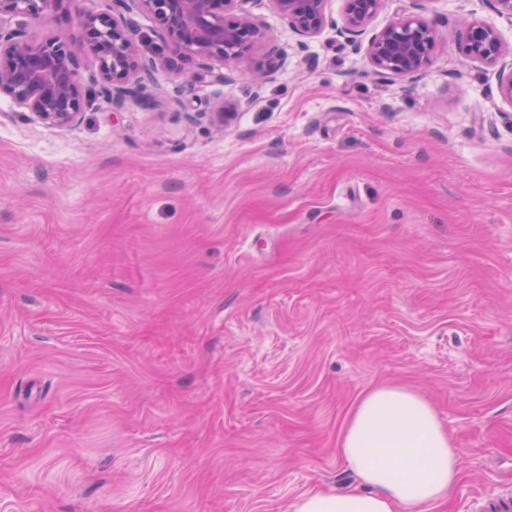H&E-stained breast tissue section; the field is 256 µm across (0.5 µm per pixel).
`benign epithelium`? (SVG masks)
Returning <instances> with one entry per match:
<instances>
[{
	"label": "benign epithelium",
	"mask_w": 512,
	"mask_h": 512,
	"mask_svg": "<svg viewBox=\"0 0 512 512\" xmlns=\"http://www.w3.org/2000/svg\"><path fill=\"white\" fill-rule=\"evenodd\" d=\"M60 0H0V14L23 11L38 19ZM244 0H112L110 14H83L77 19L79 43L59 36L32 41L22 27H0V96L31 112L41 123L69 128L84 112L87 91L79 75L78 49H88L99 67L102 92L116 105L136 97L143 89L140 70L166 65L172 57L201 60L193 80L225 82L229 76L208 65L211 59L234 62L264 38L261 24L241 4ZM299 37L306 40L334 26L327 14V0H272ZM383 0H344V25L339 34L354 49L380 12ZM149 14L158 22L164 46L160 62L143 64L133 37L134 13ZM438 36L421 14L406 12L368 39L366 55L373 68L389 77H413L431 64ZM463 54L471 61L498 67V92L512 104V56L496 28L482 22L467 23L460 35ZM242 101H226L213 113L227 124L244 108Z\"/></svg>",
	"instance_id": "benign-epithelium-1"
}]
</instances>
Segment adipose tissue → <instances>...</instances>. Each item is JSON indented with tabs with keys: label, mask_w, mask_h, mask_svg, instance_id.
Masks as SVG:
<instances>
[{
	"label": "adipose tissue",
	"mask_w": 512,
	"mask_h": 512,
	"mask_svg": "<svg viewBox=\"0 0 512 512\" xmlns=\"http://www.w3.org/2000/svg\"><path fill=\"white\" fill-rule=\"evenodd\" d=\"M337 451L366 492L310 491L292 512H430L460 480L462 454L432 405L418 393L382 385L350 412Z\"/></svg>",
	"instance_id": "1"
}]
</instances>
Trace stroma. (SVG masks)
Segmentation results:
<instances>
[{
    "instance_id": "35a3bbf8",
    "label": "stroma",
    "mask_w": 512,
    "mask_h": 512,
    "mask_svg": "<svg viewBox=\"0 0 512 512\" xmlns=\"http://www.w3.org/2000/svg\"><path fill=\"white\" fill-rule=\"evenodd\" d=\"M264 39L147 103L89 92L74 127L0 97V512H289L355 485L337 452L369 388L408 387L462 451L433 512L512 489V104L468 60L493 0H385L423 14L421 74L386 78L334 21ZM112 0H60L29 36L75 37ZM260 68L254 87L242 71ZM250 100L226 126L211 112Z\"/></svg>"
}]
</instances>
